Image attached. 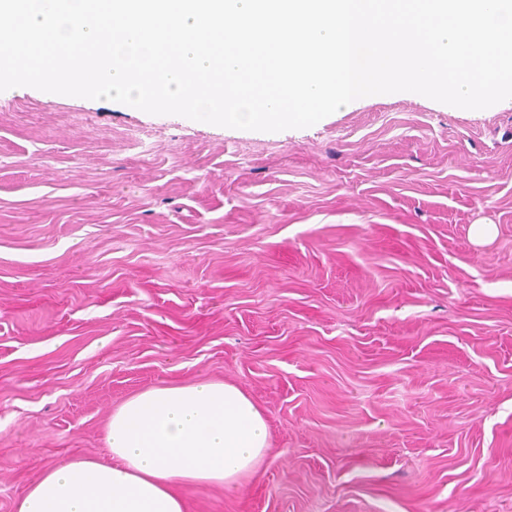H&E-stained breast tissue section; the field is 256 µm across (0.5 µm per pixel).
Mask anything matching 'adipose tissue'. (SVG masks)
<instances>
[{
    "label": "adipose tissue",
    "instance_id": "adipose-tissue-1",
    "mask_svg": "<svg viewBox=\"0 0 512 512\" xmlns=\"http://www.w3.org/2000/svg\"><path fill=\"white\" fill-rule=\"evenodd\" d=\"M111 458L47 468L15 512H186L189 490L237 486L269 453L254 401L223 382L141 390L106 424Z\"/></svg>",
    "mask_w": 512,
    "mask_h": 512
}]
</instances>
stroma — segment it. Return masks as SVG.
<instances>
[{
    "label": "stroma",
    "instance_id": "stroma-1",
    "mask_svg": "<svg viewBox=\"0 0 512 512\" xmlns=\"http://www.w3.org/2000/svg\"><path fill=\"white\" fill-rule=\"evenodd\" d=\"M201 380L271 451L188 512H512V99L270 133L0 92V512Z\"/></svg>",
    "mask_w": 512,
    "mask_h": 512
}]
</instances>
